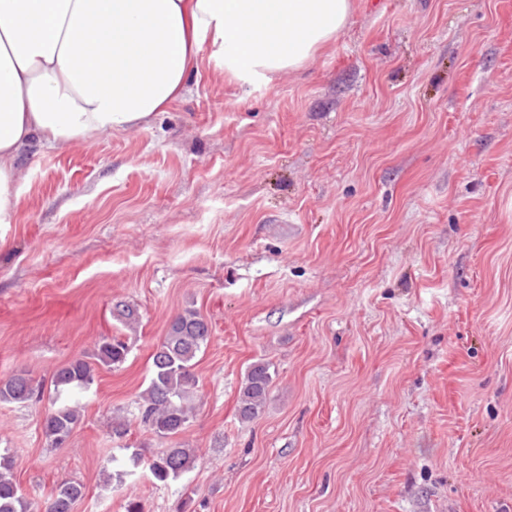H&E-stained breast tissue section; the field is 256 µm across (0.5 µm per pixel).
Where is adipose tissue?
<instances>
[{
  "instance_id": "adipose-tissue-1",
  "label": "adipose tissue",
  "mask_w": 512,
  "mask_h": 512,
  "mask_svg": "<svg viewBox=\"0 0 512 512\" xmlns=\"http://www.w3.org/2000/svg\"><path fill=\"white\" fill-rule=\"evenodd\" d=\"M352 0H0V225L18 164L147 122L200 55L239 83L301 68L335 41Z\"/></svg>"
}]
</instances>
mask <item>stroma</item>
Here are the masks:
<instances>
[{
    "instance_id": "1",
    "label": "stroma",
    "mask_w": 512,
    "mask_h": 512,
    "mask_svg": "<svg viewBox=\"0 0 512 512\" xmlns=\"http://www.w3.org/2000/svg\"><path fill=\"white\" fill-rule=\"evenodd\" d=\"M19 187L0 378L43 398L0 402V449L37 512L65 480L73 512H512V0H353L335 43L250 85L200 56L147 123L32 146ZM187 308L210 341L161 438L137 402ZM104 336L127 359L50 447L51 379ZM174 446L180 478L122 474ZM270 368L264 361H256L247 368L238 405L241 419H252L263 411L273 382ZM43 385L25 371L0 380V402L26 404L41 396Z\"/></svg>"
}]
</instances>
